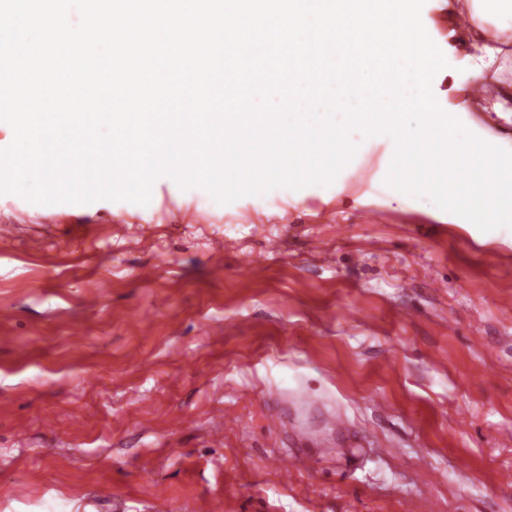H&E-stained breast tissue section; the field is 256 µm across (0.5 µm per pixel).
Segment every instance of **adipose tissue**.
<instances>
[{
    "label": "adipose tissue",
    "mask_w": 512,
    "mask_h": 512,
    "mask_svg": "<svg viewBox=\"0 0 512 512\" xmlns=\"http://www.w3.org/2000/svg\"><path fill=\"white\" fill-rule=\"evenodd\" d=\"M465 9L474 34L475 75L501 83L503 58L512 50V0H465Z\"/></svg>",
    "instance_id": "ef3b65f1"
}]
</instances>
